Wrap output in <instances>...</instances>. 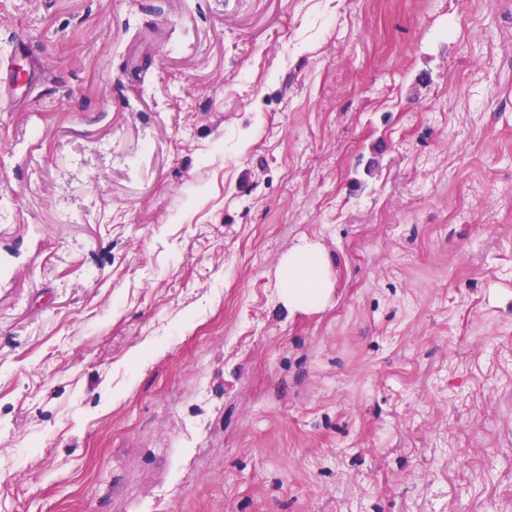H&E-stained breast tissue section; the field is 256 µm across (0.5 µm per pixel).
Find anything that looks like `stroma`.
Here are the masks:
<instances>
[{"instance_id":"35a3bbf8","label":"stroma","mask_w":512,"mask_h":512,"mask_svg":"<svg viewBox=\"0 0 512 512\" xmlns=\"http://www.w3.org/2000/svg\"><path fill=\"white\" fill-rule=\"evenodd\" d=\"M20 36L0 512H512V0H0ZM277 280L289 310L321 309L330 294L326 260L316 245L304 244L288 253L278 268Z\"/></svg>"}]
</instances>
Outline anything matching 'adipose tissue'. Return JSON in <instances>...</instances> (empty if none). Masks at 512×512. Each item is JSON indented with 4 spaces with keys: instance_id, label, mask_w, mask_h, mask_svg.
Wrapping results in <instances>:
<instances>
[{
    "instance_id": "adipose-tissue-1",
    "label": "adipose tissue",
    "mask_w": 512,
    "mask_h": 512,
    "mask_svg": "<svg viewBox=\"0 0 512 512\" xmlns=\"http://www.w3.org/2000/svg\"><path fill=\"white\" fill-rule=\"evenodd\" d=\"M280 296L292 310L322 308L330 294L326 260L321 249L302 245L283 260L277 271Z\"/></svg>"
}]
</instances>
